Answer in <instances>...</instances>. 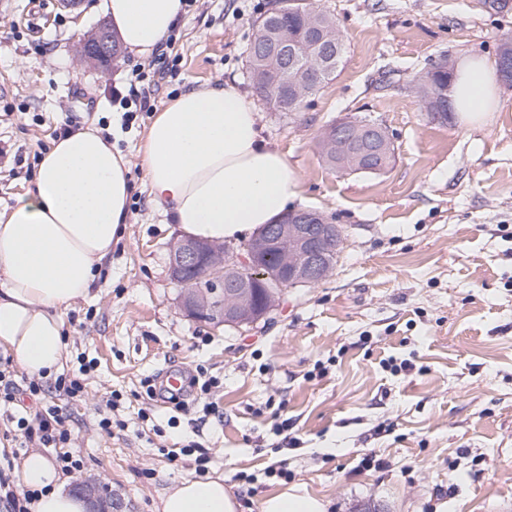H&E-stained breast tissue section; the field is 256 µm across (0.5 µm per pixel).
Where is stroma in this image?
<instances>
[{
	"instance_id": "stroma-1",
	"label": "stroma",
	"mask_w": 512,
	"mask_h": 512,
	"mask_svg": "<svg viewBox=\"0 0 512 512\" xmlns=\"http://www.w3.org/2000/svg\"><path fill=\"white\" fill-rule=\"evenodd\" d=\"M100 0H0V212L34 186L36 156L67 121L111 135L131 162L130 213L87 299L64 314L68 374L92 362L79 396H29L27 374L0 349V398L28 414L58 411L82 461L71 483L112 488L121 512H158L171 484L205 474L240 496L241 512L302 484L328 512H512V90L483 124L437 121L415 85L433 64L495 60L512 8L481 0H314L346 47L333 79L282 117L258 105L262 137L299 177L296 207L344 230L335 270L291 291L254 330L214 327L179 306L168 275L179 231L155 206L138 147L151 113L125 116L114 92L145 74L156 107L200 86L253 95L249 46L275 0H197L173 26L166 60L122 52L88 61L81 40L106 24ZM371 116L396 149L379 175L330 168L324 128ZM216 378L208 399L147 393L163 367ZM115 407H108V400ZM213 402L216 413L202 411ZM152 423L138 419L140 409ZM114 425L102 429V411ZM289 421L293 443L275 428ZM284 474L270 477L268 466Z\"/></svg>"
}]
</instances>
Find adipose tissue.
I'll use <instances>...</instances> for the list:
<instances>
[{
	"mask_svg": "<svg viewBox=\"0 0 512 512\" xmlns=\"http://www.w3.org/2000/svg\"><path fill=\"white\" fill-rule=\"evenodd\" d=\"M124 48L146 57L184 11L183 0H101ZM452 108L482 124L502 107L494 66L462 61ZM149 194L186 234L232 241L291 210L299 179L285 153L260 134L252 100L229 87L185 91L156 112L139 148ZM132 191L131 164L93 125H79L43 153L35 185L0 213V348L30 375L56 372L65 351L63 316L87 298L94 272L119 241ZM19 478L33 491L31 512H87V501L42 452L22 460ZM222 479L173 483L161 512H239ZM305 485L267 496L261 512H327Z\"/></svg>",
	"mask_w": 512,
	"mask_h": 512,
	"instance_id": "obj_1",
	"label": "adipose tissue"
}]
</instances>
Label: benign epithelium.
Returning a JSON list of instances; mask_svg holds the SVG:
<instances>
[{"instance_id": "obj_1", "label": "benign epithelium", "mask_w": 512, "mask_h": 512, "mask_svg": "<svg viewBox=\"0 0 512 512\" xmlns=\"http://www.w3.org/2000/svg\"><path fill=\"white\" fill-rule=\"evenodd\" d=\"M80 51L101 62L118 55L112 35L104 30L81 43ZM498 74L505 86L512 87L511 53L500 55ZM428 109L439 119L452 106L447 95L435 92ZM323 135L338 153L357 148L356 161L369 172L377 171L371 163L389 147V139L375 124L361 129L351 121L338 122L328 125ZM342 237L339 225L322 213L293 209L239 250L190 236L176 239L170 245L169 271L183 288L181 306L190 318L217 327H255L271 319L288 290L313 287L333 273ZM270 251L279 254L280 266L269 281L262 259ZM77 491L87 499L89 512H112V491L101 482L83 481Z\"/></svg>"}]
</instances>
